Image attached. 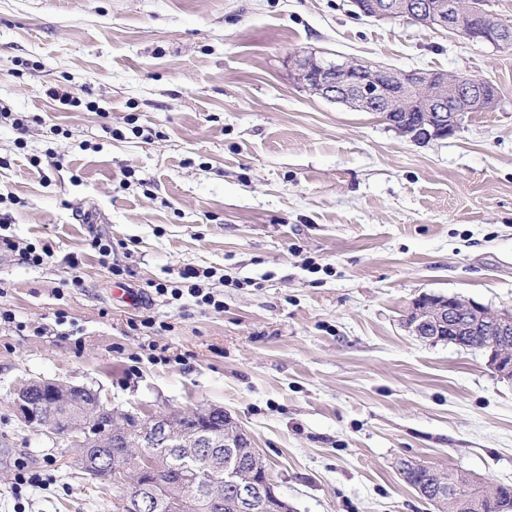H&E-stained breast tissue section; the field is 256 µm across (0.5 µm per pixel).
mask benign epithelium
<instances>
[{"instance_id": "7a95c632", "label": "benign epithelium", "mask_w": 512, "mask_h": 512, "mask_svg": "<svg viewBox=\"0 0 512 512\" xmlns=\"http://www.w3.org/2000/svg\"><path fill=\"white\" fill-rule=\"evenodd\" d=\"M358 13L378 20L397 15L425 26L460 33L472 42L496 48L506 44L503 27L486 20L491 12L482 0H353ZM297 82L308 92L360 112L397 114L399 133L417 143L446 139L468 112H490L497 97L488 83L468 74L398 72L358 61L326 64L314 56L296 60ZM421 340L458 347L460 339L480 333L485 366L499 378L512 380V311L492 310L457 295L424 293L414 300L405 321ZM21 421L36 431L70 437L84 472L92 479L117 480L132 491L115 505L121 512H209L224 504L230 492L251 512H293L276 490L263 455L249 444L244 429L220 406L201 414L170 412L140 417L107 408L97 392L54 380H31L15 393ZM246 441L261 478L222 467L224 448ZM439 506L452 493L447 479L433 474ZM503 484L486 488L499 512H512V496Z\"/></svg>"}]
</instances>
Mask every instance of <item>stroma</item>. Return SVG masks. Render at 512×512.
<instances>
[{"label": "stroma", "instance_id": "35a3bbf8", "mask_svg": "<svg viewBox=\"0 0 512 512\" xmlns=\"http://www.w3.org/2000/svg\"><path fill=\"white\" fill-rule=\"evenodd\" d=\"M309 54L467 73L499 105L413 143L303 90ZM0 108L30 120L0 126V234L49 254L0 266V512L126 492L21 422L38 378L141 415L224 407L295 512H436L404 460L512 485V383L405 327L424 293L512 309V50L349 0H0ZM187 268L223 310L172 296ZM21 459L49 483L14 492Z\"/></svg>", "mask_w": 512, "mask_h": 512}]
</instances>
